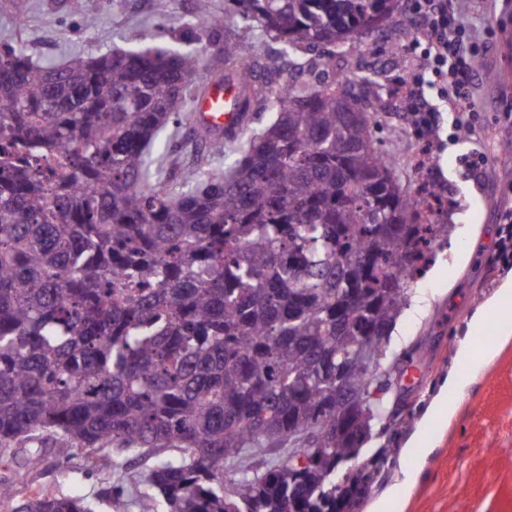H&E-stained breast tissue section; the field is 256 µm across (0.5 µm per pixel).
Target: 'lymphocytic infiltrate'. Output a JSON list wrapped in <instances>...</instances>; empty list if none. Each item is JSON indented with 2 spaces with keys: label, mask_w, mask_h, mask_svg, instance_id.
Listing matches in <instances>:
<instances>
[{
  "label": "lymphocytic infiltrate",
  "mask_w": 512,
  "mask_h": 512,
  "mask_svg": "<svg viewBox=\"0 0 512 512\" xmlns=\"http://www.w3.org/2000/svg\"><path fill=\"white\" fill-rule=\"evenodd\" d=\"M411 8L420 18L424 32L423 57L428 75L408 76L404 84L411 121L420 127H434L439 103H447L452 124L470 109V87L477 74L473 66L477 38L468 22L464 0H412Z\"/></svg>",
  "instance_id": "f902f5d3"
}]
</instances>
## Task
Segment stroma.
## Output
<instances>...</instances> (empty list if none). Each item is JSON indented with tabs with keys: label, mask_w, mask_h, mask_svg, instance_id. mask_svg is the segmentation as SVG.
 <instances>
[{
	"label": "stroma",
	"mask_w": 512,
	"mask_h": 512,
	"mask_svg": "<svg viewBox=\"0 0 512 512\" xmlns=\"http://www.w3.org/2000/svg\"><path fill=\"white\" fill-rule=\"evenodd\" d=\"M467 11L479 34L476 112L468 125L441 123L430 145L416 137L401 113H380L375 128L374 145L394 151L408 194L430 181L455 205L440 214L452 231L413 289L423 297L420 310H403L392 329L388 354L399 360L401 387L387 402L399 422L349 461L354 472L380 469L351 512H369L384 496L389 512H512V339L502 340L501 318L494 314L486 316L480 333L470 327L476 311L512 276L511 268L492 262L502 217L512 212V152L498 148L512 135V0H469ZM197 14L198 0H30L20 24L11 0H0V44L22 45L40 62L56 65L75 53L201 48L214 36L197 26ZM90 17L96 20L91 28L85 24ZM419 32L412 25L367 32L378 53L360 54L354 42L339 47L336 70L369 75L381 102H390L418 63L412 43ZM203 150L191 113H183L166 148L172 176L185 175ZM466 338L479 352L494 347V355L475 368L459 363L457 348ZM451 372L467 384L464 396L448 395L454 415L418 429ZM406 469L418 472L408 489L400 485ZM1 478L8 479L14 496L0 500V512H12L15 499L34 491L92 498L105 488L111 496L96 512H138L133 486L111 490L104 471L64 459L51 445L38 466L0 467Z\"/></svg>",
	"instance_id": "obj_1"
}]
</instances>
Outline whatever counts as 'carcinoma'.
<instances>
[{
  "instance_id": "cac0c4a2",
  "label": "carcinoma",
  "mask_w": 512,
  "mask_h": 512,
  "mask_svg": "<svg viewBox=\"0 0 512 512\" xmlns=\"http://www.w3.org/2000/svg\"><path fill=\"white\" fill-rule=\"evenodd\" d=\"M228 2L200 0L198 24L281 44L275 116L222 172L233 135L206 136L179 189L161 144L200 71L263 98L244 46L59 66L0 46V464L51 441L117 474L151 460L139 512H348L359 480L336 466L388 417L364 382L448 225L420 220L348 80L281 62L323 49L327 79L337 47L410 19L393 0ZM14 512L94 509L38 491Z\"/></svg>"
}]
</instances>
